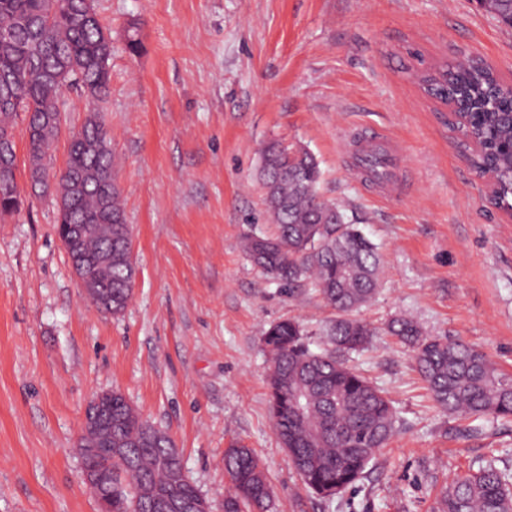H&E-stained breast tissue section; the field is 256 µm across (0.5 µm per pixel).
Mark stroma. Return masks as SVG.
I'll list each match as a JSON object with an SVG mask.
<instances>
[{"label": "stroma", "mask_w": 512, "mask_h": 512, "mask_svg": "<svg viewBox=\"0 0 512 512\" xmlns=\"http://www.w3.org/2000/svg\"><path fill=\"white\" fill-rule=\"evenodd\" d=\"M109 28L101 104L132 228L133 295L118 316L79 287L35 193L17 138L23 204L0 216V512H98L77 449L88 401L120 391L166 431L190 481L220 512L224 453L251 448L275 512H432L457 474L512 476V419H474L432 401L411 352L389 333L415 318L512 378V223L461 156L424 70L480 56L512 82V28L478 0H96ZM140 41L127 49L129 35ZM51 167H64L88 102L64 94ZM388 134L391 181L354 158ZM308 149L319 194L377 246L381 284L357 316L376 334L352 355L387 392L395 433L357 485L323 500L304 487L273 433L261 338L286 318L320 344L334 318L307 282L265 276L242 250L270 231L258 180L270 141Z\"/></svg>", "instance_id": "35a3bbf8"}]
</instances>
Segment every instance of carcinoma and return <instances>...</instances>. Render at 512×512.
<instances>
[{"mask_svg":"<svg viewBox=\"0 0 512 512\" xmlns=\"http://www.w3.org/2000/svg\"><path fill=\"white\" fill-rule=\"evenodd\" d=\"M86 0H0V214L19 206L16 180V119L24 116L32 187L46 190L53 179L65 205V224H89L80 244L90 260L112 247V265L100 283L112 289V314L122 313L133 294L132 230L121 203L110 140H100L97 113L74 133L62 170L39 174L59 128L60 98L75 87L94 101L108 88L111 42L101 18L86 14ZM499 22L512 27V0H481ZM446 97L466 104L465 132L486 149L473 164L497 187L495 203L512 208V170L500 145L512 138V101L475 65L448 67ZM321 171L305 150L277 141L263 150L261 179L275 230L248 234L242 248L272 278L293 285L308 280L336 319L323 330L327 346L313 350L294 319L264 333L271 362L268 410L279 444L304 486L322 499L366 476L387 444L396 413L385 392L347 365L366 348L373 330L352 313L369 303L379 285L377 247L354 224H334L326 213L341 212L320 198ZM391 331L413 348L432 400L450 414L512 417V380L498 376L480 351L446 337L427 336L411 318L393 321ZM112 512H161L163 505L192 504L205 512L204 496L189 482L180 454L164 431L112 391ZM231 491L224 512H268L271 489L252 449L235 446L224 455ZM435 512H512L509 476L492 465L470 469L437 498Z\"/></svg>","mask_w":512,"mask_h":512,"instance_id":"cac0c4a2","label":"carcinoma"}]
</instances>
